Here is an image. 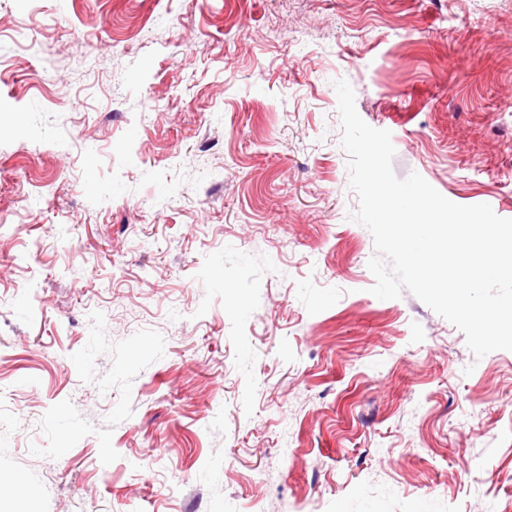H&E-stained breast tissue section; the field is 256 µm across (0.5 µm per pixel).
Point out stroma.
<instances>
[{"label":"stroma","instance_id":"obj_1","mask_svg":"<svg viewBox=\"0 0 512 512\" xmlns=\"http://www.w3.org/2000/svg\"><path fill=\"white\" fill-rule=\"evenodd\" d=\"M339 80L512 218V0H0V512H512V351L371 294Z\"/></svg>","mask_w":512,"mask_h":512}]
</instances>
